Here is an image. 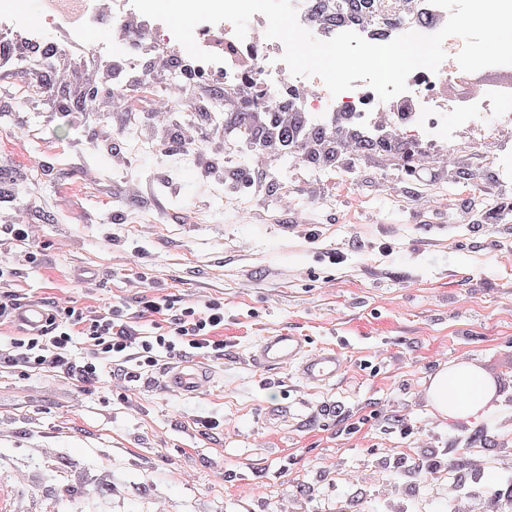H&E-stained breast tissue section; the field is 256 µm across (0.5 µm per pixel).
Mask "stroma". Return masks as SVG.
<instances>
[{
	"mask_svg": "<svg viewBox=\"0 0 512 512\" xmlns=\"http://www.w3.org/2000/svg\"><path fill=\"white\" fill-rule=\"evenodd\" d=\"M69 101L58 88L35 108L0 97V155L46 162L10 192L37 212L41 264L15 265L0 230L13 291L93 310L121 302L133 315L143 298H220L224 357L205 359L213 382L194 397L128 388L113 367L83 388L53 371L0 372V512H456L443 471L512 473V211L484 223L481 207L460 210L471 184L461 171L412 181L372 154L331 170L278 155L269 195L221 204L198 191L192 167L176 173V198L159 195L146 161L135 174L151 187L130 200L103 150L76 152L84 130L65 117ZM87 165L97 179L74 186ZM286 183L306 223L277 212ZM316 184L328 201L310 193ZM427 189L441 199L432 211L416 206ZM243 207L258 209L256 222L239 221ZM276 330L339 349L336 383L255 368L250 351ZM459 360L489 385L487 411L442 421L426 388ZM281 407L288 419H269ZM203 417L219 428L202 430ZM426 462L432 477L408 478Z\"/></svg>",
	"mask_w": 512,
	"mask_h": 512,
	"instance_id": "1",
	"label": "stroma"
}]
</instances>
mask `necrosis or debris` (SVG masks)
<instances>
[{"label":"necrosis or debris","mask_w":512,"mask_h":512,"mask_svg":"<svg viewBox=\"0 0 512 512\" xmlns=\"http://www.w3.org/2000/svg\"><path fill=\"white\" fill-rule=\"evenodd\" d=\"M121 8L112 16H99L92 7H85L86 26L112 32L120 43L133 44L139 41L162 43L171 40L172 35L161 21L145 19L143 30L136 33L126 32L121 16L132 11L131 0H120ZM368 14L372 17L370 25L361 27L357 24L359 15ZM448 19L445 9L429 4L428 0H420L415 13H407L404 0H345L344 8L335 15L329 31H315L314 36L320 40L330 39L343 31H359L360 35L375 44H385L402 35L407 30H415L423 34L439 31ZM263 15H254L248 24L250 30L243 44L255 48L258 58L256 79L258 86L264 91H281L296 82L283 61L281 54H269L264 49L256 48L252 35L257 26L266 25ZM63 25L61 18L42 17L39 27L29 28L25 18L19 15L12 0H0V45L9 41L13 33L29 30L32 39L42 42V55L61 58L68 43L80 42L77 33L69 34L67 40H60L59 31ZM42 55H32L15 60L17 70L28 71L39 68ZM461 69L454 56H447L438 71L418 69L408 79V98L414 99L416 108L401 124L395 125L393 136L400 138L408 146H415L418 141L429 140L441 145L448 155H455L460 132H468L473 139L494 143L500 128L512 126V109L503 105L507 98L506 92L500 88H490L487 95L478 99L459 101L449 104L447 109H439L432 97L430 88L441 80H452L460 75ZM112 90L114 96L124 99L126 109L130 112L141 111L144 103L159 99L160 94L154 88V80L144 69L137 58H127L123 67L112 72ZM381 101L375 91L364 81H356L354 89L339 95H330L328 90H321L319 95L308 99L303 107L307 112L311 125L318 126L339 113L354 117L357 126L372 140L383 138L384 133L370 126L369 119L380 106ZM457 113L458 128L448 127L443 111Z\"/></svg>","instance_id":"obj_1"}]
</instances>
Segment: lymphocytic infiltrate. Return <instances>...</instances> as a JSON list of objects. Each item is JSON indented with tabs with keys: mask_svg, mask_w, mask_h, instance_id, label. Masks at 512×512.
Here are the masks:
<instances>
[{
	"mask_svg": "<svg viewBox=\"0 0 512 512\" xmlns=\"http://www.w3.org/2000/svg\"><path fill=\"white\" fill-rule=\"evenodd\" d=\"M205 51L220 55L225 63L243 78L224 94V103L232 109L239 124L236 135L228 137L224 127L203 121H184L172 112L167 99H161L141 113L135 126L142 138L166 145L169 156H179L185 148L194 146L197 170L202 186L223 182L228 195L249 189L263 195L266 183L263 175L270 169L269 147L295 136L306 146L308 157L325 164L333 163L337 151L353 154L368 149L363 132L345 116H336L325 128L312 129L303 113L289 108L282 97H268L264 106H255L259 87L253 76L258 60L255 51L241 47L224 30L211 31ZM512 86L506 75H463L434 89L435 100L444 104L459 101L470 95L483 94L488 87ZM8 235L22 243L18 262L24 266L41 261L44 245H32V223L29 209L17 205L8 214ZM48 324L41 333L21 336L0 346V366L20 376L49 368L85 385L98 383L104 368L111 364L135 362L138 368L154 367L164 355L180 356L189 352L223 358L224 341L219 332L224 327V303L211 299L203 305L175 306L166 298L145 300L140 314L162 317L163 331L152 336L142 335L130 325L123 304H112L90 311L58 299L49 308ZM87 346L84 360L72 355L75 339Z\"/></svg>",
	"mask_w": 512,
	"mask_h": 512,
	"instance_id": "lymphocytic-infiltrate-1",
	"label": "lymphocytic infiltrate"
}]
</instances>
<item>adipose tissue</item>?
<instances>
[{
	"label": "adipose tissue",
	"instance_id": "ef3b65f1",
	"mask_svg": "<svg viewBox=\"0 0 512 512\" xmlns=\"http://www.w3.org/2000/svg\"><path fill=\"white\" fill-rule=\"evenodd\" d=\"M426 394L441 418H477L485 411L487 386L478 370L459 361L441 367L431 377Z\"/></svg>",
	"mask_w": 512,
	"mask_h": 512
}]
</instances>
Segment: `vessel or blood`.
Returning <instances> with one entry per match:
<instances>
[{
	"label": "vessel or blood",
	"instance_id": "vessel-or-blood-1",
	"mask_svg": "<svg viewBox=\"0 0 512 512\" xmlns=\"http://www.w3.org/2000/svg\"><path fill=\"white\" fill-rule=\"evenodd\" d=\"M12 318L16 324L37 333L46 322L47 312L43 305L26 301L13 310ZM250 360L260 368H293L303 381L316 386L335 383L345 368L339 351L310 348L304 337L288 331L263 337ZM210 382V374L193 361L166 365L152 379L153 385L184 396L202 393Z\"/></svg>",
	"mask_w": 512,
	"mask_h": 512
}]
</instances>
